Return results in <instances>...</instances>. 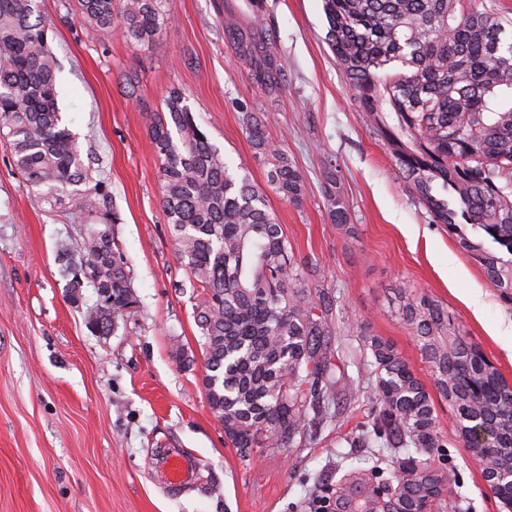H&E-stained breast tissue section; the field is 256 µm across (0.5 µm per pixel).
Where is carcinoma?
<instances>
[{
	"label": "carcinoma",
	"mask_w": 512,
	"mask_h": 512,
	"mask_svg": "<svg viewBox=\"0 0 512 512\" xmlns=\"http://www.w3.org/2000/svg\"><path fill=\"white\" fill-rule=\"evenodd\" d=\"M34 0H0V137L28 186L98 229L75 255L59 261L71 291L84 283L105 293L87 310V327L110 333L113 320L134 308L137 295L125 254L112 236L118 216L108 185L88 176L77 137L63 123L56 62ZM166 0H74L77 18L101 30L118 28L135 45L156 51ZM328 44L360 111L393 147L399 169L413 181L436 224H471L510 258L459 239L483 267L489 285L512 295V28L477 0H325ZM166 111L150 116L160 160L161 206L191 286L204 357L202 384L224 437L248 457L281 448L322 413L331 371L320 353L325 320L288 238L248 175L230 171L184 103L171 89ZM246 132L271 161L269 184L289 202L304 195L303 177L272 144L252 115ZM325 193L334 223H347L336 178ZM432 355L440 393L461 410L456 377L460 347L435 344L448 312L422 296L405 306ZM379 370L380 410L373 433L390 431L405 447L429 455L442 447L435 409L406 363L384 342H370ZM505 441L512 438V402L485 404ZM430 474L401 492L422 500L434 492Z\"/></svg>",
	"instance_id": "carcinoma-1"
}]
</instances>
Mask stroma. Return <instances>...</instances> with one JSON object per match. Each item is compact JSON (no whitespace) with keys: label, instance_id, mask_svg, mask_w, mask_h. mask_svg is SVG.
Returning <instances> with one entry per match:
<instances>
[{"label":"stroma","instance_id":"obj_1","mask_svg":"<svg viewBox=\"0 0 512 512\" xmlns=\"http://www.w3.org/2000/svg\"><path fill=\"white\" fill-rule=\"evenodd\" d=\"M58 62V102L77 136L84 166L111 185L137 306L113 331H90L91 285L71 301L56 249L80 247L89 228L52 208L28 187L0 140V512H336L340 498L392 512L413 479L409 449L387 439L366 444L377 401L369 341L393 344L434 403L439 452L422 457L437 487L423 512H505L484 488L482 465L462 446L455 411L435 384V368L404 298L428 296L448 311L449 333L462 332L512 384V299L486 283L460 237L497 251L483 231L432 223L413 183L364 113L327 43L323 0H167L164 49L153 53L67 15L60 0H35ZM233 17L264 52L241 56L224 34ZM279 79L267 92L257 71ZM136 78L130 90L128 78ZM179 88L197 123L232 170L259 187L293 248L318 313L327 323L323 355L334 399L325 419L285 448L241 459L207 404L204 359L194 320L196 289L187 285L160 203V162L149 116ZM262 120L273 143L304 177L301 203L268 183L243 118ZM335 169L347 226L334 224L323 174ZM482 291L474 315L465 302ZM181 344L184 362L171 350ZM180 448L200 464L179 494L156 479L152 462Z\"/></svg>","mask_w":512,"mask_h":512}]
</instances>
